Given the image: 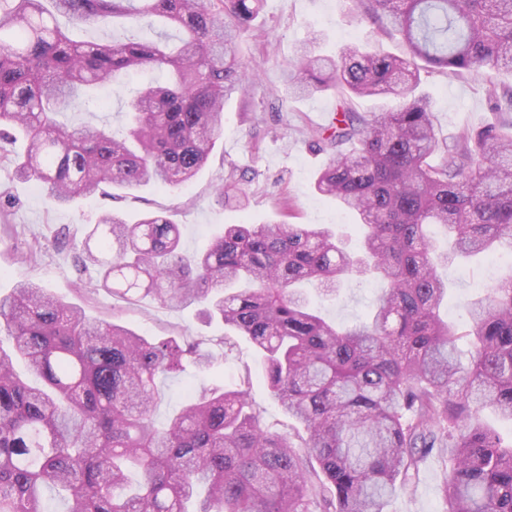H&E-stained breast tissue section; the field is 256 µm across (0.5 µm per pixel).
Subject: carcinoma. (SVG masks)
<instances>
[{
  "label": "carcinoma",
  "instance_id": "cac0c4a2",
  "mask_svg": "<svg viewBox=\"0 0 512 512\" xmlns=\"http://www.w3.org/2000/svg\"><path fill=\"white\" fill-rule=\"evenodd\" d=\"M263 0H0V142L14 178L36 181L55 209L112 190L179 187L223 135L224 104L250 74L238 46ZM132 25L160 18L177 42L79 41L57 23ZM356 21L407 50L402 58L350 46L316 53L312 30L284 71L282 102L334 91L340 116L312 132L330 153L316 191L360 228L356 250L328 227L226 224L191 257L165 213L129 222L107 211L90 226L78 270L136 306L197 303L249 339L267 389L296 426L265 420L249 373L215 384L168 423L154 418L160 379L207 372L236 351L228 336L148 338L21 279L0 298V512H386L412 493L434 453L451 462L443 512H512V446L482 421L512 423V271L468 304L470 330L440 316L448 281L438 266L512 255V122L445 140L419 64L453 75L512 74V0H358ZM138 68H165L127 103L124 131L60 125L88 109L92 88ZM388 95L370 118L353 97ZM495 109L512 88L491 82ZM447 234L437 251L429 227ZM355 277L387 284L373 312L340 328L298 285L328 294ZM468 337L464 362L457 342Z\"/></svg>",
  "mask_w": 512,
  "mask_h": 512
}]
</instances>
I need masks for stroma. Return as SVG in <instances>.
<instances>
[{
	"mask_svg": "<svg viewBox=\"0 0 512 512\" xmlns=\"http://www.w3.org/2000/svg\"><path fill=\"white\" fill-rule=\"evenodd\" d=\"M355 9L354 0H263L253 23L256 33L246 36L241 45L242 61L251 67L253 81L245 96L227 102L223 137L207 166L185 185L168 190L144 186L111 203L93 198L51 209L35 183L16 181L6 163L0 162V190L11 192L10 197L0 200L10 224L8 233H0V297L9 294L16 282L25 277L39 282L63 301L82 307L91 317L121 321L146 336L219 335L223 326L207 322L197 306L169 309L148 300L141 306L122 309L109 292L79 282L74 243L82 239L90 224L97 222L106 205H113L132 221L148 210L167 212L181 224L183 249L189 254L204 249L212 235L227 224H324L354 233V217L314 189L328 155L311 146L309 131L332 120L336 94L325 92L296 99L284 109L279 108L277 97L283 86V70L309 30L323 32L320 49L329 54H339L348 44L364 47L375 43L382 44L386 51L399 52L397 40L369 35L354 22ZM164 79L159 70L131 72L122 82L106 84L96 106L61 113L58 120L63 124L91 122L120 128L126 123L129 89ZM486 85L483 75L421 71L420 88L431 99L443 137H454L464 128L476 131L491 123L512 121V112L492 110ZM225 182L239 184L244 192L241 204L217 202L214 188ZM443 274L448 278V297L442 312L459 331H467V299L490 287L498 273L485 258L450 265ZM379 291L377 283L354 280L335 298L327 299L316 285L308 287L313 303L339 324L363 319ZM236 342L237 351L224 366L205 373L190 369L180 377L161 382L157 423H165L178 411L188 394H202L216 383L234 385L247 373L252 379L251 395L264 409L266 419L283 427L288 425L287 415L269 395L261 356L245 337H237ZM445 472V463L430 458L416 490L394 497L387 512H443L440 488Z\"/></svg>",
	"mask_w": 512,
	"mask_h": 512,
	"instance_id": "obj_1",
	"label": "stroma"
}]
</instances>
